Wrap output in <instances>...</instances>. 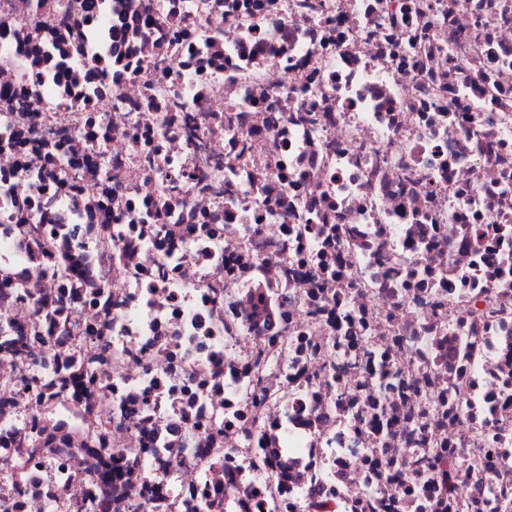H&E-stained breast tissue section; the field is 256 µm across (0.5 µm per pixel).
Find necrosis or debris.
<instances>
[{"label":"necrosis or debris","mask_w":512,"mask_h":512,"mask_svg":"<svg viewBox=\"0 0 512 512\" xmlns=\"http://www.w3.org/2000/svg\"><path fill=\"white\" fill-rule=\"evenodd\" d=\"M0 512H512V0H0Z\"/></svg>","instance_id":"necrosis-or-debris-1"}]
</instances>
